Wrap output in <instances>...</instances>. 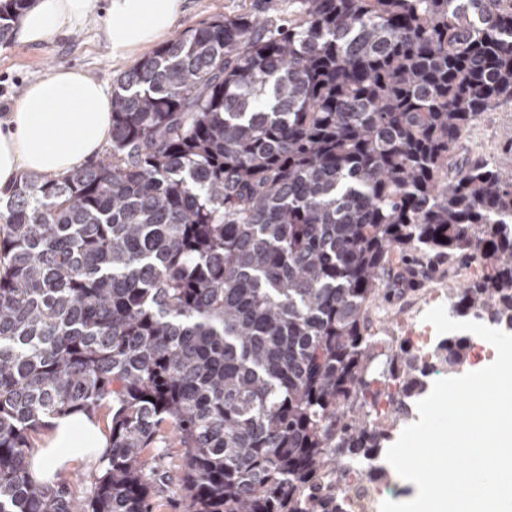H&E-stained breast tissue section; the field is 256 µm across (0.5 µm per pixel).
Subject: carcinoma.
<instances>
[{
	"label": "carcinoma",
	"instance_id": "obj_1",
	"mask_svg": "<svg viewBox=\"0 0 512 512\" xmlns=\"http://www.w3.org/2000/svg\"><path fill=\"white\" fill-rule=\"evenodd\" d=\"M503 101L512 0H292L123 73L103 156L0 208V512H150L164 423L185 512H343L391 438L363 402L393 255L474 259L450 313L512 330V170L448 164ZM470 346L386 355L395 417ZM102 407L90 492L35 480L33 434Z\"/></svg>",
	"mask_w": 512,
	"mask_h": 512
}]
</instances>
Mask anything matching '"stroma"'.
I'll return each mask as SVG.
<instances>
[{"instance_id":"1","label":"stroma","mask_w":512,"mask_h":512,"mask_svg":"<svg viewBox=\"0 0 512 512\" xmlns=\"http://www.w3.org/2000/svg\"><path fill=\"white\" fill-rule=\"evenodd\" d=\"M107 0H96L92 19L75 26L68 34L40 45L10 42L0 46V107H14L27 85L59 66L79 68L114 84L128 70L125 62L110 58L101 37V25ZM258 16L287 15L288 0H183L173 33L186 32L208 23L216 16L231 17L243 12ZM512 102L485 112L463 136L456 151L457 160L483 159L503 167L512 166ZM414 277L421 286L392 290L387 299L372 309L370 321L382 345L399 346L408 338V330L425 309L431 294L450 300L463 287L467 275L444 259L410 261ZM151 462L161 480L154 487V512H183L181 491L176 476L182 465V451L169 428H162Z\"/></svg>"}]
</instances>
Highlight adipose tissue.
<instances>
[{
	"label": "adipose tissue",
	"instance_id": "adipose-tissue-1",
	"mask_svg": "<svg viewBox=\"0 0 512 512\" xmlns=\"http://www.w3.org/2000/svg\"><path fill=\"white\" fill-rule=\"evenodd\" d=\"M94 0H31L15 37L38 45L69 32L86 19ZM182 0H108L102 33L112 59L135 58L144 47L164 38ZM112 132V97L105 83L74 69H55L36 78L0 126V191L23 175L65 176L99 154ZM107 448L95 419L82 414L57 418L47 447L30 458L40 481L79 460L96 462Z\"/></svg>",
	"mask_w": 512,
	"mask_h": 512
}]
</instances>
